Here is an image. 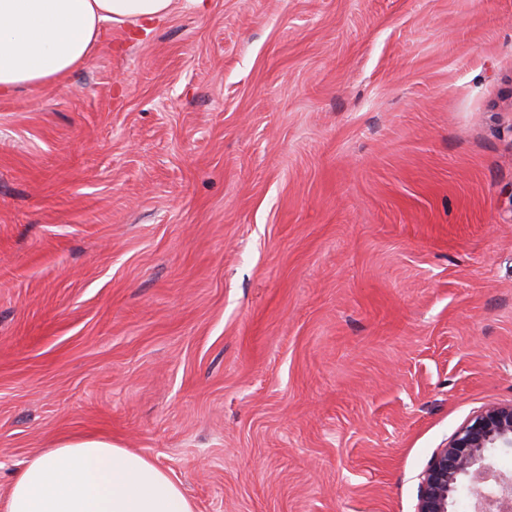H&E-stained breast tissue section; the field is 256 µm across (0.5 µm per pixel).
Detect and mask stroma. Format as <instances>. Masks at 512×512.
<instances>
[{"mask_svg": "<svg viewBox=\"0 0 512 512\" xmlns=\"http://www.w3.org/2000/svg\"><path fill=\"white\" fill-rule=\"evenodd\" d=\"M512 402V0H174L0 95V500L141 453L196 512H415Z\"/></svg>", "mask_w": 512, "mask_h": 512, "instance_id": "obj_1", "label": "stroma"}]
</instances>
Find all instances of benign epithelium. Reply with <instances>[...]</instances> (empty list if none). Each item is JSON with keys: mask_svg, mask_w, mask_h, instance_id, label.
<instances>
[{"mask_svg": "<svg viewBox=\"0 0 512 512\" xmlns=\"http://www.w3.org/2000/svg\"><path fill=\"white\" fill-rule=\"evenodd\" d=\"M496 448H512L511 403L477 411L436 449L420 475L416 512H449L464 489L474 512H512V478L496 469Z\"/></svg>", "mask_w": 512, "mask_h": 512, "instance_id": "benign-epithelium-1", "label": "benign epithelium"}]
</instances>
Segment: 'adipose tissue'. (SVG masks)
Here are the masks:
<instances>
[{
  "label": "adipose tissue",
  "instance_id": "adipose-tissue-1",
  "mask_svg": "<svg viewBox=\"0 0 512 512\" xmlns=\"http://www.w3.org/2000/svg\"><path fill=\"white\" fill-rule=\"evenodd\" d=\"M173 0H0V94L60 80L105 24L166 17ZM0 512H195L178 481L140 453L70 438L18 470Z\"/></svg>",
  "mask_w": 512,
  "mask_h": 512
}]
</instances>
